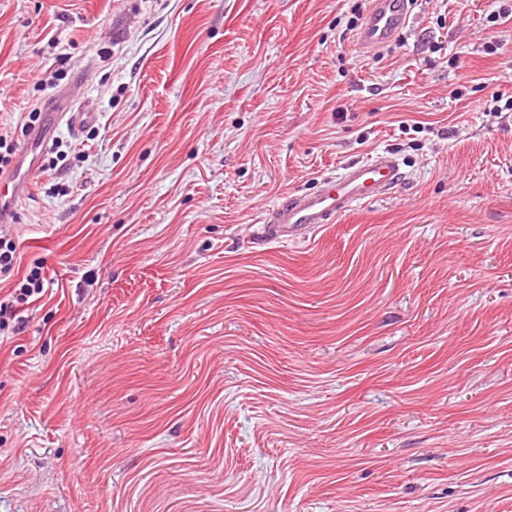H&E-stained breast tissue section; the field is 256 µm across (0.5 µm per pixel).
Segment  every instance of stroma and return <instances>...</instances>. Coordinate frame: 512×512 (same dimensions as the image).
<instances>
[{
	"label": "stroma",
	"mask_w": 512,
	"mask_h": 512,
	"mask_svg": "<svg viewBox=\"0 0 512 512\" xmlns=\"http://www.w3.org/2000/svg\"><path fill=\"white\" fill-rule=\"evenodd\" d=\"M0 0L26 163L0 512H512V0ZM402 181L307 237L284 196ZM53 170H43L48 158ZM410 0H373L364 25L361 40L370 45L391 42L406 24ZM401 180L397 160L388 153H378L347 167L341 176L327 181L317 192L287 197L268 214L265 229L275 238H304L322 224H332L353 207L381 197ZM42 267L34 266L9 288V293L1 298L0 295V331L9 326V321L16 317V311L44 296L45 278ZM37 296L29 302V299Z\"/></svg>",
	"instance_id": "stroma-1"
}]
</instances>
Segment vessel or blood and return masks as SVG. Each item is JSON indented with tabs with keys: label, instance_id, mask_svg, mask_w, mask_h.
Instances as JSON below:
<instances>
[{
	"label": "vessel or blood",
	"instance_id": "1",
	"mask_svg": "<svg viewBox=\"0 0 512 512\" xmlns=\"http://www.w3.org/2000/svg\"><path fill=\"white\" fill-rule=\"evenodd\" d=\"M409 4L410 0H373L360 30L361 40L370 45L391 42L408 19ZM401 179L397 160L387 153L376 154L347 167L317 192L287 197L268 214L265 229L277 238L305 237L321 225L335 222L353 207L381 197Z\"/></svg>",
	"mask_w": 512,
	"mask_h": 512
}]
</instances>
